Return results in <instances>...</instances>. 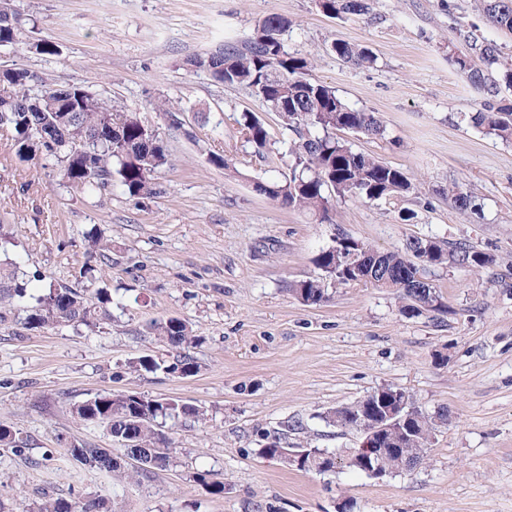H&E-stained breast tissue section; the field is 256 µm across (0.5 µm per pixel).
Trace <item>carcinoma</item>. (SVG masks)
Instances as JSON below:
<instances>
[{
	"mask_svg": "<svg viewBox=\"0 0 512 512\" xmlns=\"http://www.w3.org/2000/svg\"><path fill=\"white\" fill-rule=\"evenodd\" d=\"M320 11L333 19H365L370 0H318ZM487 22L512 33V0H483ZM0 47L13 46L20 39V22L10 0H0ZM290 28L288 18L269 14L259 21L253 38L243 43H226L215 50L188 57L184 66L207 72L218 84L241 87L257 98L265 111L274 113L282 127L296 140L290 150L288 174L279 179L251 177L253 192L278 205L307 212L321 224H333L335 202L346 197L367 200L404 195L414 186L406 173L375 156L359 151L346 139L354 133L370 139L381 138L385 126L373 112L350 106L335 88L307 77L310 63L288 52L284 36ZM330 51L355 67L374 64L373 52L339 39ZM501 50L492 42L469 36V52L451 55L448 62L480 97V109L472 113L473 126L489 136L512 141V102L501 98L512 89V67L502 71L501 79L486 77L501 65ZM246 141L263 153L273 141L271 128L250 111L237 120ZM11 132L16 154L23 159L42 158L58 167L64 182L90 196L118 189L132 198L153 194L150 174L168 162L167 150L137 112L116 110L107 101L75 85L47 83L23 67L0 71V129ZM448 203L460 211H475L471 192L454 183L444 191ZM370 247L341 233L334 245L322 250L316 264L324 273L318 278L299 280L290 291L305 305L317 306L326 300L325 280L338 285H358L363 275L372 274L370 286L398 294L401 311L409 317L429 314L434 320L448 315V303L428 280L435 267L455 264L479 268L492 263L489 254L464 243L453 247L434 238H413L404 247L381 252L379 258L365 256ZM395 268L406 278L395 281L388 273ZM28 282L15 276L9 267L0 266V306L27 295ZM111 295L99 288L96 300L83 291L50 284L26 307L24 324L33 329L72 327L96 329L110 321ZM148 330L176 350L170 360L140 355L128 362L135 371L190 377L199 366L188 348L195 336L188 323L178 317L156 319ZM363 402L346 405L341 412L332 408L322 415L329 426L343 431L354 429L355 417ZM413 408L412 434L407 448L396 456L385 453L383 467L403 472L417 469L428 453L431 439L446 425L443 411L429 414ZM72 414L81 421L94 417L112 420V441L123 447L124 455L140 461L136 475L148 479L167 466L174 440L165 430L166 420L196 422L206 411L199 405L170 398L141 395L129 398L125 392L95 394L72 405ZM135 437L126 438L128 430ZM64 453L100 471L115 472L123 467L114 463L100 448L86 445L66 448ZM329 451L313 449L302 471L327 473ZM26 512H112L107 501L98 498H48L29 505Z\"/></svg>",
	"mask_w": 512,
	"mask_h": 512,
	"instance_id": "obj_1",
	"label": "carcinoma"
}]
</instances>
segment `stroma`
I'll list each match as a JSON object with an SVG mask.
<instances>
[{
  "label": "stroma",
  "mask_w": 512,
  "mask_h": 512,
  "mask_svg": "<svg viewBox=\"0 0 512 512\" xmlns=\"http://www.w3.org/2000/svg\"><path fill=\"white\" fill-rule=\"evenodd\" d=\"M371 3L369 18L338 20L315 0H13L22 37L0 47V65L136 111L168 151L153 196L93 197L45 160L19 161L0 131V257L30 277L34 294L45 281L112 291V320L92 331L27 328L18 306L0 323V422L25 443L20 455L0 450V500L13 512L46 496L101 498L116 512H512V141L472 126L480 99L448 63L470 28L509 58L512 35L483 19L478 0H458L452 16L442 0ZM271 13L290 20L285 44L310 61L311 79L383 120L384 138L352 144L406 171L414 193L345 198L334 223L318 224L252 191L249 177L287 173L293 134L246 90L181 62L252 38ZM41 39L58 55L38 54ZM337 39L369 47L375 64L345 63L329 50ZM161 102L184 107L181 129L157 111ZM244 111L272 127L265 154L239 132ZM211 151L241 177L210 164ZM453 182L472 193L476 213L438 196ZM340 230L378 250L416 237L467 243L493 262L431 269L449 306L440 325L402 315L396 294L362 284L329 285L326 302L304 305L288 286L319 277L316 257ZM91 234L112 261L87 276ZM171 316L192 328L197 373L129 370L133 357L171 355L147 330ZM439 352L445 365L434 362ZM385 386L426 412L448 411L416 470L374 479L341 465L315 475L260 454L283 432L285 447L347 455L359 433L322 414ZM116 391L187 400L207 419L169 422L176 451L141 482L63 455L84 442L121 454L103 426L71 414L73 403ZM201 472L219 474L223 493L198 481Z\"/></svg>",
  "instance_id": "35a3bbf8"
}]
</instances>
